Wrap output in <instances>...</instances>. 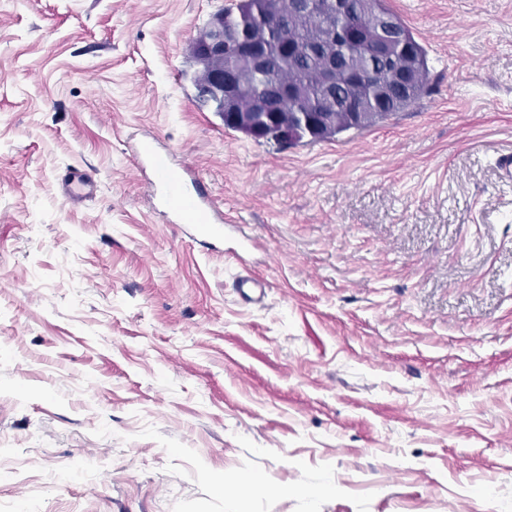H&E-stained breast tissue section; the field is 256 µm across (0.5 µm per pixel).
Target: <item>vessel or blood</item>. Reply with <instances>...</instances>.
Segmentation results:
<instances>
[{
  "mask_svg": "<svg viewBox=\"0 0 512 512\" xmlns=\"http://www.w3.org/2000/svg\"><path fill=\"white\" fill-rule=\"evenodd\" d=\"M138 154L149 160L151 184L173 223L189 225L198 234H223L224 215L210 203L208 190L200 180H187L185 170L177 168L169 154L157 151L152 142H141ZM97 188L92 173L83 168H71L62 177V194L69 202L88 198Z\"/></svg>",
  "mask_w": 512,
  "mask_h": 512,
  "instance_id": "obj_1",
  "label": "vessel or blood"
}]
</instances>
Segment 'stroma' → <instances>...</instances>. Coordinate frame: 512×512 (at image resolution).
<instances>
[{"label": "stroma", "mask_w": 512, "mask_h": 512, "mask_svg": "<svg viewBox=\"0 0 512 512\" xmlns=\"http://www.w3.org/2000/svg\"><path fill=\"white\" fill-rule=\"evenodd\" d=\"M235 2L0 0V512H498L512 0H386L427 92L292 145L198 104L193 40ZM143 140L256 238L243 263L167 223ZM98 184L92 173L83 168L73 167L62 177V194L66 201L76 202L97 192ZM267 284L260 278L253 276L251 273L239 275L236 280V290L240 297L245 301H250L257 295H261Z\"/></svg>", "instance_id": "35a3bbf8"}]
</instances>
